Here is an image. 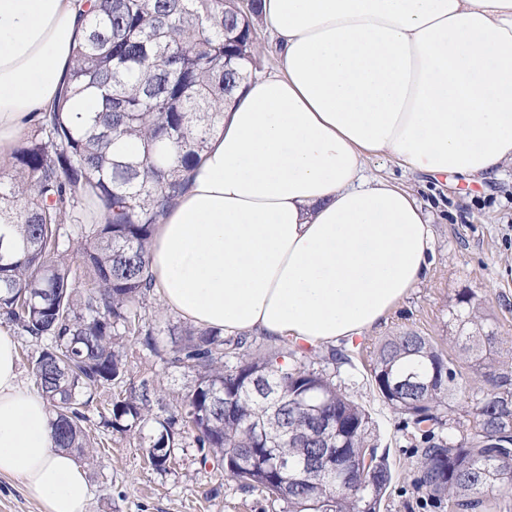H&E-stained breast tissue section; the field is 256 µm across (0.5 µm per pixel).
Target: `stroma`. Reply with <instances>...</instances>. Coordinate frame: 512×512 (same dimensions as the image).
I'll return each mask as SVG.
<instances>
[{"label": "stroma", "mask_w": 512, "mask_h": 512, "mask_svg": "<svg viewBox=\"0 0 512 512\" xmlns=\"http://www.w3.org/2000/svg\"><path fill=\"white\" fill-rule=\"evenodd\" d=\"M366 172L384 175L410 188L432 218V265L426 279L391 312L386 322L335 350L336 378L346 393L374 421L380 452L386 453L392 482L380 512H450L437 506L416 483L419 443L404 429L376 390L373 360L379 346L405 331L426 336L460 371L467 392H479L483 378L462 358L454 336L450 307L456 295L469 291L484 299L487 325L500 338L493 356L512 366V168L480 183L451 175L430 178L406 171L389 159L368 161ZM127 378L139 381L157 371L168 399L191 391L196 377L183 367L161 364L140 345L129 344ZM99 464L89 469L92 498L88 512H283L285 505L258 489L241 488L216 461L200 464V452L184 441L167 470L149 465L142 448L128 435L110 432Z\"/></svg>", "instance_id": "1"}]
</instances>
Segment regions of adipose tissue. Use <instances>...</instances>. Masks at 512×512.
<instances>
[{"label":"adipose tissue","instance_id":"ef3b65f1","mask_svg":"<svg viewBox=\"0 0 512 512\" xmlns=\"http://www.w3.org/2000/svg\"><path fill=\"white\" fill-rule=\"evenodd\" d=\"M86 0H0V159L55 101ZM278 65L225 113L166 211L150 272L167 311L315 346L376 327L425 278L421 203L370 158L471 182L512 167V0H263ZM0 476L42 512H87L43 398L0 331Z\"/></svg>","mask_w":512,"mask_h":512}]
</instances>
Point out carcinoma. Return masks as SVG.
I'll use <instances>...</instances> for the list:
<instances>
[{
  "label": "carcinoma",
  "mask_w": 512,
  "mask_h": 512,
  "mask_svg": "<svg viewBox=\"0 0 512 512\" xmlns=\"http://www.w3.org/2000/svg\"><path fill=\"white\" fill-rule=\"evenodd\" d=\"M261 0H91L85 33L61 96L39 112L34 133L0 175V322L36 343L31 370L46 401L54 447L94 462L99 428L134 437L164 470L192 440L200 463L212 457L242 487L261 489L288 512H380L392 480L375 451L373 420L336 383L329 365L288 340L250 343L214 328L177 326L158 350L141 313L153 291L149 246L169 204L187 187L233 95L258 64L254 20ZM90 101L80 121L67 117ZM136 139L139 152L128 151ZM82 229L86 288L75 287L60 250L67 226ZM461 351L483 369L470 397L472 420L445 426L441 410L460 390L454 364L425 337L404 332L377 351L373 377L405 426L421 433L419 486L456 512H489L491 495L512 489V370L495 364L498 337L485 330L483 301L463 291L451 311ZM164 365L187 367L196 384L164 413L154 373L126 380L124 341ZM122 389L93 424L98 392ZM278 410L271 444L259 421ZM337 433L336 464L352 479L344 493L321 476L322 421ZM311 472H283L282 457Z\"/></svg>",
  "instance_id": "cac0c4a2"
}]
</instances>
